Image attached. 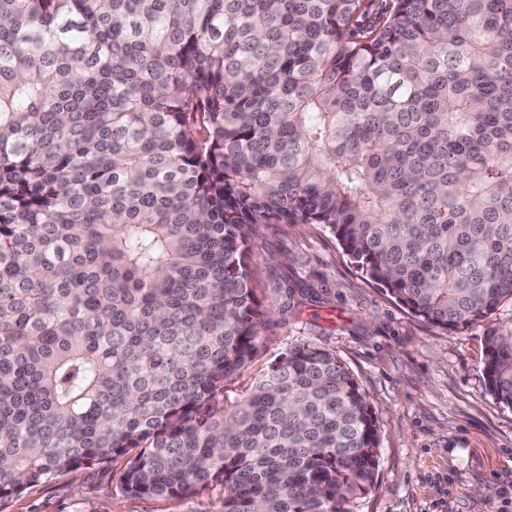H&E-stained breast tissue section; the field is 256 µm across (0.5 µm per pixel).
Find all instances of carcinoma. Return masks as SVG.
Listing matches in <instances>:
<instances>
[{
	"label": "carcinoma",
	"instance_id": "1",
	"mask_svg": "<svg viewBox=\"0 0 512 512\" xmlns=\"http://www.w3.org/2000/svg\"><path fill=\"white\" fill-rule=\"evenodd\" d=\"M259 224H320L442 331L512 303V0H0V499L125 460L131 497L354 512L379 425L275 325ZM485 389L512 408V319Z\"/></svg>",
	"mask_w": 512,
	"mask_h": 512
}]
</instances>
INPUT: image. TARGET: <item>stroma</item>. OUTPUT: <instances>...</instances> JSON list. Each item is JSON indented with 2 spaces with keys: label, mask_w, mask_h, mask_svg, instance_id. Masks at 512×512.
<instances>
[{
  "label": "stroma",
  "mask_w": 512,
  "mask_h": 512,
  "mask_svg": "<svg viewBox=\"0 0 512 512\" xmlns=\"http://www.w3.org/2000/svg\"><path fill=\"white\" fill-rule=\"evenodd\" d=\"M251 265L276 326L227 392L247 393L288 347L333 352L360 383L380 431L375 486L355 512H512V409L485 389L486 326L448 332L399 306L318 224H262ZM305 291L300 313L289 289ZM123 459L62 474L0 499V512H216L220 491L190 499L133 498L119 489Z\"/></svg>",
  "instance_id": "1"
}]
</instances>
